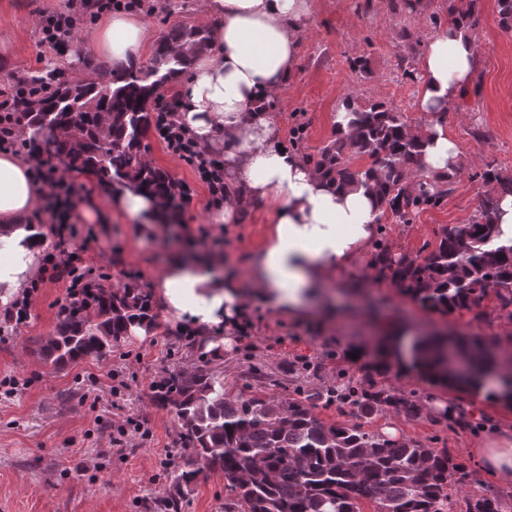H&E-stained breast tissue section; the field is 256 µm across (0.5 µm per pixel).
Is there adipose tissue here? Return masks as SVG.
Masks as SVG:
<instances>
[{"mask_svg":"<svg viewBox=\"0 0 512 512\" xmlns=\"http://www.w3.org/2000/svg\"><path fill=\"white\" fill-rule=\"evenodd\" d=\"M314 0H205L217 18L207 49L189 54L178 44L170 55L186 56L171 79L179 86L178 120L199 145L224 161L231 201L214 208L215 224L237 223L252 205L270 209L265 244L251 257L246 283L217 275L216 259H176L165 268L157 296L175 319L200 333L241 316L245 291L273 308L307 317L324 286L354 264L371 244L382 213L365 188H336L304 162L283 139L266 102L292 80L298 48ZM94 51L134 64L145 58L149 34L139 15L106 14L94 36ZM482 66L473 36L449 22L428 41L421 58L416 107L425 120L407 126L423 146L425 176H451L462 155L444 118L455 111ZM43 193L17 154H0V297L21 293L40 272L46 237L35 235L27 217ZM140 233L153 235L165 209L146 192L117 200Z\"/></svg>","mask_w":512,"mask_h":512,"instance_id":"obj_1","label":"adipose tissue"}]
</instances>
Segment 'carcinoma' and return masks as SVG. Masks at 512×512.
I'll list each match as a JSON object with an SVG mask.
<instances>
[{
    "label": "carcinoma",
    "mask_w": 512,
    "mask_h": 512,
    "mask_svg": "<svg viewBox=\"0 0 512 512\" xmlns=\"http://www.w3.org/2000/svg\"><path fill=\"white\" fill-rule=\"evenodd\" d=\"M452 20L469 29L478 24L475 0L467 7H449ZM184 42L201 48L198 31L175 27L160 44L146 69H111L96 65L89 80L56 81L38 95L27 111L30 152L56 159L77 173L92 174L106 191L134 188L162 198L169 206V223L177 213L174 180L144 160L143 140L153 125L151 103L174 69L168 43ZM344 106L353 116L357 133H336L311 154L304 152V128L295 132L293 149L338 185L366 184L379 196L383 212L408 224L420 211L441 205L454 191L455 178H421L411 184L407 175L422 168L420 146L409 139L401 112L381 101L364 103L349 94ZM368 164L355 165L358 159ZM495 186L478 201L468 224L445 226L439 243H424L414 256L398 261L388 247L376 244L373 266L423 307L438 312L469 310L494 293L501 311L512 316V244L496 241L491 218L497 192L512 193V178L487 166L475 173ZM82 303H66L56 332L43 353L56 366L86 358L106 357L134 326H156L150 292L135 283L114 288L99 280ZM454 356L469 367V384L480 388L479 377L489 365L486 346L459 340ZM154 398L171 407L179 434L174 460L165 466L167 484L158 497L143 501V512H183L185 490L201 462L224 473V512H448V488L465 480L463 468L446 448H431L412 440H392L364 429L359 420L382 411L407 417L418 415L408 396L377 387L369 377L349 380L326 393L300 390L297 396L274 399L247 384L237 393L224 391V382L205 368L169 371L156 383ZM336 403L342 414L358 421L326 423L317 414L318 401ZM467 512H501L497 496L467 505Z\"/></svg>",
    "instance_id": "cac0c4a2"
}]
</instances>
